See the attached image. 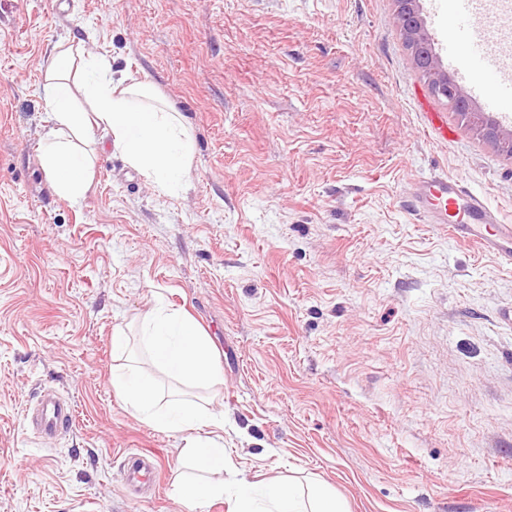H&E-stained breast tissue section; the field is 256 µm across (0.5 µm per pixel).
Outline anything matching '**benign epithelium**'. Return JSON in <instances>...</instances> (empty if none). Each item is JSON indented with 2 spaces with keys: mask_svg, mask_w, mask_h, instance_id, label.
Instances as JSON below:
<instances>
[{
  "mask_svg": "<svg viewBox=\"0 0 512 512\" xmlns=\"http://www.w3.org/2000/svg\"><path fill=\"white\" fill-rule=\"evenodd\" d=\"M397 24L415 50L424 48L421 56H412V62L418 72H426L429 80L427 85L434 97L448 107V111H456L471 124L472 129L482 138L497 145L504 146L512 155V132L501 129L496 124L477 122L474 120L476 112L462 89L454 82H448V75L440 67L430 50L431 40L425 28V22L420 12V0H393Z\"/></svg>",
  "mask_w": 512,
  "mask_h": 512,
  "instance_id": "1",
  "label": "benign epithelium"
}]
</instances>
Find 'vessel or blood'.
Listing matches in <instances>:
<instances>
[{
	"mask_svg": "<svg viewBox=\"0 0 512 512\" xmlns=\"http://www.w3.org/2000/svg\"><path fill=\"white\" fill-rule=\"evenodd\" d=\"M482 5L483 0H455L454 22L439 26L433 39L449 69L467 80L489 107L507 113L512 111V75L503 73L494 59ZM411 195L421 223L440 225L451 237L476 244L499 262L512 265V224L503 222L498 211L463 180L429 173L413 182ZM72 419L70 402L52 396L39 402L33 423L37 436L44 437L66 430ZM125 479L135 493L156 492L160 485L157 458L150 453L128 454Z\"/></svg>",
	"mask_w": 512,
	"mask_h": 512,
	"instance_id": "b4317fda",
	"label": "vessel or blood"
}]
</instances>
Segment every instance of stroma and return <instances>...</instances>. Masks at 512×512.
Returning <instances> with one entry per match:
<instances>
[{
    "instance_id": "35a3bbf8",
    "label": "stroma",
    "mask_w": 512,
    "mask_h": 512,
    "mask_svg": "<svg viewBox=\"0 0 512 512\" xmlns=\"http://www.w3.org/2000/svg\"><path fill=\"white\" fill-rule=\"evenodd\" d=\"M62 43L149 81L192 143L163 193L79 139L61 198L40 148ZM462 178L512 224V157L431 94L393 0H0V512H185L181 436L112 390V336L157 302L223 379L227 512L241 482L330 487L348 512H512V267L416 220L411 182ZM54 394L72 428L40 439ZM162 467L150 499L125 456Z\"/></svg>"
}]
</instances>
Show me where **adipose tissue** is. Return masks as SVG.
<instances>
[{
    "mask_svg": "<svg viewBox=\"0 0 512 512\" xmlns=\"http://www.w3.org/2000/svg\"><path fill=\"white\" fill-rule=\"evenodd\" d=\"M74 55L64 49L49 61L43 93L56 122L43 147V167L59 194L75 199L87 184L89 157L70 137L105 127L112 147L159 187L181 178L191 145L181 117L167 110L146 83L113 77L109 66L87 62L72 82ZM142 341L151 361L175 380L197 387L219 382L221 371L206 338L183 312L155 309ZM112 389L143 421L171 434H185L182 460L206 472L203 480L176 471L174 488L186 512H203L207 502L224 495V418L209 406L175 392L160 398L157 383L135 365L112 372ZM229 512H344L335 494L315 485L301 494L289 481L243 483Z\"/></svg>",
    "mask_w": 512,
    "mask_h": 512,
    "instance_id": "adipose-tissue-1",
    "label": "adipose tissue"
}]
</instances>
